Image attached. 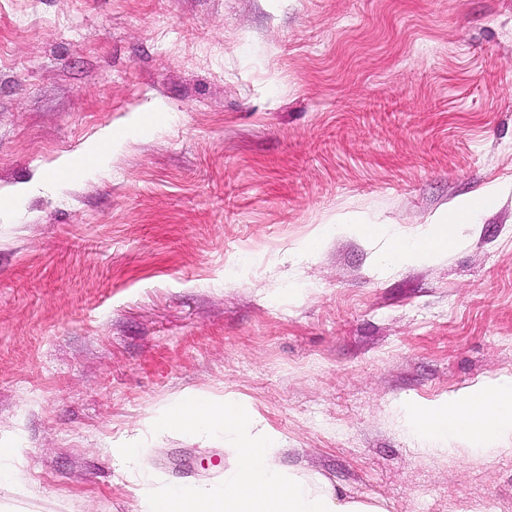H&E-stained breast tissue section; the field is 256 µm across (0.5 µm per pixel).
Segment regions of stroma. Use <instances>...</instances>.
<instances>
[{"instance_id":"35a3bbf8","label":"stroma","mask_w":512,"mask_h":512,"mask_svg":"<svg viewBox=\"0 0 512 512\" xmlns=\"http://www.w3.org/2000/svg\"><path fill=\"white\" fill-rule=\"evenodd\" d=\"M490 184L432 260L381 272L386 237L345 228L414 237ZM501 376L512 0H0V512L214 485L222 433L148 422L194 393L342 496L512 512V438L408 419Z\"/></svg>"}]
</instances>
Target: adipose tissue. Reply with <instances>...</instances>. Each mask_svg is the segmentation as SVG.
Instances as JSON below:
<instances>
[{
    "instance_id": "1",
    "label": "adipose tissue",
    "mask_w": 512,
    "mask_h": 512,
    "mask_svg": "<svg viewBox=\"0 0 512 512\" xmlns=\"http://www.w3.org/2000/svg\"><path fill=\"white\" fill-rule=\"evenodd\" d=\"M502 193L492 185L460 201L419 237L392 240L384 262L400 265L433 258L457 247L463 225L493 210ZM221 425L236 436L234 464L219 483L206 490L163 487L145 499L143 512H385L377 503L343 500L312 479L284 470L274 437L253 431V420L232 398L221 402L190 395L167 410L158 426L192 432ZM414 433L431 443L465 442L486 452L512 437V378H499L449 397L444 404L410 412Z\"/></svg>"
}]
</instances>
